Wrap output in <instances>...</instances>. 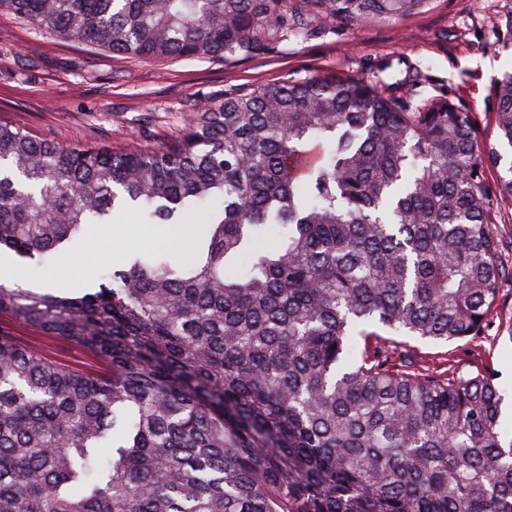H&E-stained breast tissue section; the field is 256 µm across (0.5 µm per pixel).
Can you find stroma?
Segmentation results:
<instances>
[{
	"label": "stroma",
	"instance_id": "35a3bbf8",
	"mask_svg": "<svg viewBox=\"0 0 512 512\" xmlns=\"http://www.w3.org/2000/svg\"><path fill=\"white\" fill-rule=\"evenodd\" d=\"M512 0H432L398 20L348 27L314 25L262 51L224 60L130 58L40 30L0 11V121L63 146L95 144L112 151L153 148L179 136L197 104L289 78L336 72L377 83L387 94L419 103L442 98L470 112L479 139L495 140L493 82L512 69ZM120 229L139 253L172 249L194 256L200 224L179 238L131 214L89 225L71 246L43 262L21 261L27 285L71 294L101 283L127 251L103 257L88 246L94 235ZM0 336L62 369L107 373L96 354L38 326L0 314ZM417 367L489 368L512 395V337L490 323L480 341L443 343L390 336Z\"/></svg>",
	"mask_w": 512,
	"mask_h": 512
}]
</instances>
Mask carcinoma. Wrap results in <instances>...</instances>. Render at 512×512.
I'll use <instances>...</instances> for the list:
<instances>
[{
	"label": "carcinoma",
	"instance_id": "obj_1",
	"mask_svg": "<svg viewBox=\"0 0 512 512\" xmlns=\"http://www.w3.org/2000/svg\"><path fill=\"white\" fill-rule=\"evenodd\" d=\"M428 0H0L127 57L249 56L312 23ZM496 142L444 99L334 73L203 103L152 150L57 146L0 123V248L42 261L135 210L204 224L198 257L136 254L81 294L0 284V314L112 369L0 337V512H512L495 373L407 370L396 336L468 342L512 265V70ZM221 202L212 214L204 206ZM503 174L502 167H488L485 173L486 192L490 199L494 201L492 208L489 210V221L508 241L512 233V203L498 201V183L499 176ZM511 224V225H510ZM0 336L67 371L94 375L108 371V365L91 351L7 314H0Z\"/></svg>",
	"mask_w": 512,
	"mask_h": 512
}]
</instances>
